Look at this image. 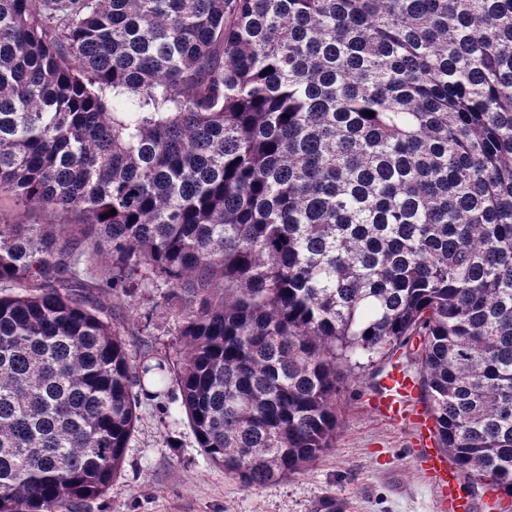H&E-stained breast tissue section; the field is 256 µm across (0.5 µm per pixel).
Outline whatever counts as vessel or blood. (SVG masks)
<instances>
[{"instance_id":"obj_1","label":"vessel or blood","mask_w":512,"mask_h":512,"mask_svg":"<svg viewBox=\"0 0 512 512\" xmlns=\"http://www.w3.org/2000/svg\"><path fill=\"white\" fill-rule=\"evenodd\" d=\"M385 385L387 391L379 400L380 411L391 421L411 419L418 430L424 448L422 464L437 485L440 512H474L472 500L462 492L460 474L446 454L434 446L433 427L427 416L408 412L416 394L413 376L405 369L397 367L387 376Z\"/></svg>"}]
</instances>
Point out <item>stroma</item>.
Segmentation results:
<instances>
[{
  "mask_svg": "<svg viewBox=\"0 0 512 512\" xmlns=\"http://www.w3.org/2000/svg\"><path fill=\"white\" fill-rule=\"evenodd\" d=\"M161 300L149 288L119 302L131 353L176 352V311L152 322L144 315ZM378 385L344 393L337 405L333 448L304 471L257 489L243 487L214 465L188 423L166 412L171 397L144 396L123 468L108 492L80 512H314L332 498L345 512H438L436 491L420 466L422 449L408 422L376 410Z\"/></svg>",
  "mask_w": 512,
  "mask_h": 512,
  "instance_id": "35a3bbf8",
  "label": "stroma"
}]
</instances>
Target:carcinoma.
<instances>
[{"instance_id":"obj_1","label":"carcinoma","mask_w":512,"mask_h":512,"mask_svg":"<svg viewBox=\"0 0 512 512\" xmlns=\"http://www.w3.org/2000/svg\"><path fill=\"white\" fill-rule=\"evenodd\" d=\"M2 198L55 223L0 212V512L104 495L173 384L243 487L295 475L416 336L512 499V0H0ZM145 288L175 362L112 318ZM2 209L10 223L14 222V224H53L55 222L49 214L15 211L7 200L3 201Z\"/></svg>"}]
</instances>
